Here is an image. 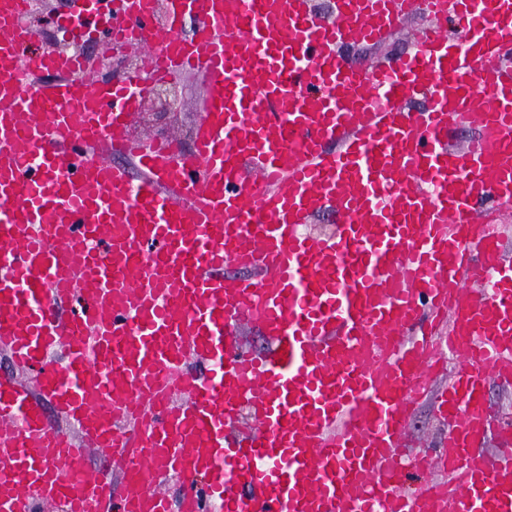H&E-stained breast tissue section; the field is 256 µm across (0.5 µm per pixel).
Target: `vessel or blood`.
I'll return each instance as SVG.
<instances>
[{
    "label": "vessel or blood",
    "mask_w": 512,
    "mask_h": 512,
    "mask_svg": "<svg viewBox=\"0 0 512 512\" xmlns=\"http://www.w3.org/2000/svg\"><path fill=\"white\" fill-rule=\"evenodd\" d=\"M25 5L0 0V512H171L172 478L183 512H512V463L480 452L512 442L485 400L512 384V0H430L463 37L384 63L345 49L415 0H73V41L104 16L151 64L112 82L33 49ZM189 71L208 79L191 149L131 138ZM328 210L335 232H309ZM431 396L448 431L409 493Z\"/></svg>",
    "instance_id": "1"
}]
</instances>
